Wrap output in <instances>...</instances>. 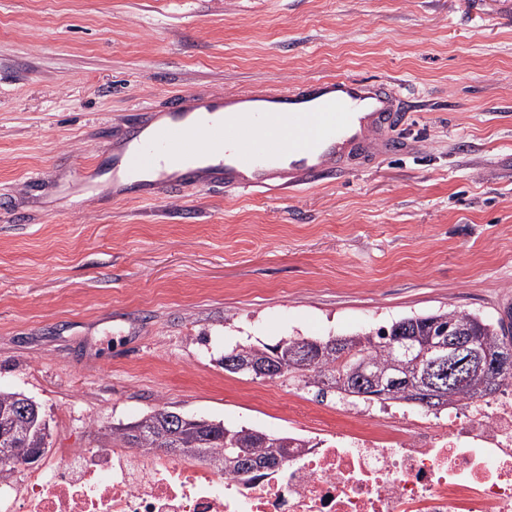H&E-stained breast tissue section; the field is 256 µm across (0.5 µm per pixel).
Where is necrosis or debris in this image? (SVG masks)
Wrapping results in <instances>:
<instances>
[{
    "mask_svg": "<svg viewBox=\"0 0 512 512\" xmlns=\"http://www.w3.org/2000/svg\"><path fill=\"white\" fill-rule=\"evenodd\" d=\"M349 434L298 448L257 478L186 455L58 448L44 465L0 475V512H512V385L447 416L376 422L333 407Z\"/></svg>",
    "mask_w": 512,
    "mask_h": 512,
    "instance_id": "obj_1",
    "label": "necrosis or debris"
}]
</instances>
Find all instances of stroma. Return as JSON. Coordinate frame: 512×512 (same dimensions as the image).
Here are the masks:
<instances>
[{
    "mask_svg": "<svg viewBox=\"0 0 512 512\" xmlns=\"http://www.w3.org/2000/svg\"><path fill=\"white\" fill-rule=\"evenodd\" d=\"M336 73L403 102L356 170L70 208L171 95ZM511 308L512 0H0V390L51 447L165 407L285 433L297 386L225 350Z\"/></svg>",
    "mask_w": 512,
    "mask_h": 512,
    "instance_id": "obj_1",
    "label": "stroma"
}]
</instances>
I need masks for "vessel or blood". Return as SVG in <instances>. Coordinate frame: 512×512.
<instances>
[{"mask_svg":"<svg viewBox=\"0 0 512 512\" xmlns=\"http://www.w3.org/2000/svg\"><path fill=\"white\" fill-rule=\"evenodd\" d=\"M394 102V94L342 75L236 94L180 93L113 140L109 179L86 181V193L117 200L188 182L238 192L289 189L297 176L322 178L373 144Z\"/></svg>","mask_w":512,"mask_h":512,"instance_id":"obj_1","label":"vessel or blood"}]
</instances>
